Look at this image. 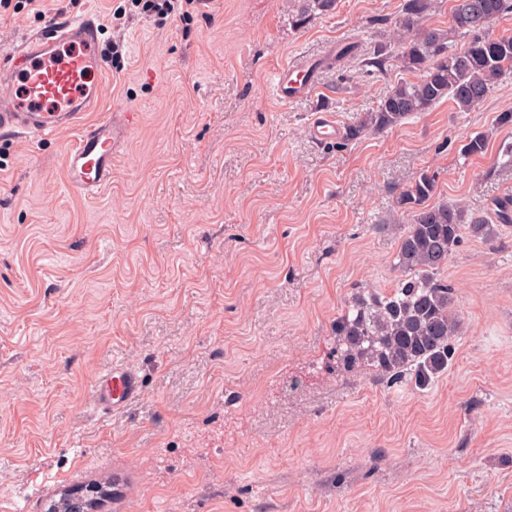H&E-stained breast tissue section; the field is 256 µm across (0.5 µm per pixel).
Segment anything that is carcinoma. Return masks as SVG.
Here are the masks:
<instances>
[{
	"instance_id": "carcinoma-1",
	"label": "carcinoma",
	"mask_w": 512,
	"mask_h": 512,
	"mask_svg": "<svg viewBox=\"0 0 512 512\" xmlns=\"http://www.w3.org/2000/svg\"><path fill=\"white\" fill-rule=\"evenodd\" d=\"M433 2L404 0L391 22L396 58L418 73L417 79L396 83L346 127L344 140L389 132L444 98L469 112L512 74V36L485 33L492 22L512 16V0H450L451 32L464 39L459 47L449 43L448 32L426 24ZM335 3L302 0L300 14H326ZM486 148L484 136L477 135L465 143L463 156H480ZM434 189L433 177L422 172L398 195L397 206L411 215L395 254L399 278L383 294L353 296L334 326L339 363L347 369L374 366L390 385L410 380L424 389L448 371L461 323L452 310L455 290L438 273L465 236L488 242L497 234L482 214L457 204L428 203ZM111 489L110 481L94 483L82 501L62 493L44 512H92L89 499L102 500Z\"/></svg>"
}]
</instances>
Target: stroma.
Instances as JSON below:
<instances>
[{"instance_id":"stroma-1","label":"stroma","mask_w":512,"mask_h":512,"mask_svg":"<svg viewBox=\"0 0 512 512\" xmlns=\"http://www.w3.org/2000/svg\"><path fill=\"white\" fill-rule=\"evenodd\" d=\"M0 15V51L95 13L110 76L95 113L137 123L97 196L72 193L62 132L0 133V512L113 480L101 512H512V225L467 238L441 276L462 332L428 388L336 369L332 325L359 290L388 291L420 172L433 202L490 212L512 195V77L476 109L441 100L383 135L312 142L416 75L387 43L401 0H212L185 19L113 0H39ZM311 96L284 103L279 65L340 45ZM484 155L464 158L469 138ZM139 401L94 406L113 363ZM308 133L312 141L322 143L340 138L342 128L336 123V118L331 112L317 111L309 123Z\"/></svg>"}]
</instances>
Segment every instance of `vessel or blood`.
Listing matches in <instances>:
<instances>
[{
	"instance_id": "b4317fda",
	"label": "vessel or blood",
	"mask_w": 512,
	"mask_h": 512,
	"mask_svg": "<svg viewBox=\"0 0 512 512\" xmlns=\"http://www.w3.org/2000/svg\"><path fill=\"white\" fill-rule=\"evenodd\" d=\"M99 19L84 14L51 30L23 37L0 62V132L43 138L62 131L75 134L64 154L65 181L74 193L92 197L112 180V162L122 148L134 113L122 112L90 122L106 80L100 51ZM319 76L315 61L305 58L283 65L272 74V89L282 102L308 97ZM308 133L321 143L340 138L335 116L320 111ZM144 391L139 372L116 365L96 383L95 403L104 410H120Z\"/></svg>"
}]
</instances>
